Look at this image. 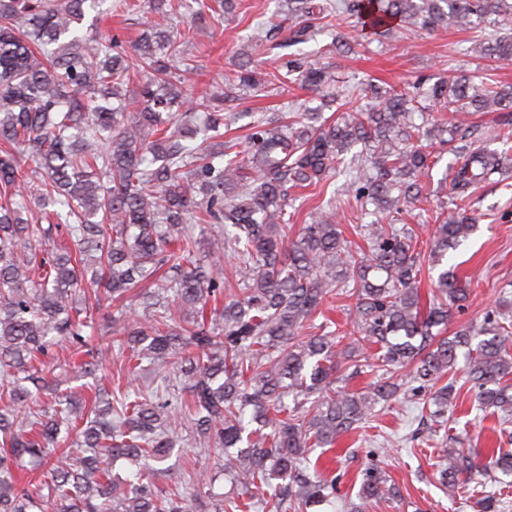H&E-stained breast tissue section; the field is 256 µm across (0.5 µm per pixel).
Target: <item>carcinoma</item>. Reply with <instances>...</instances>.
I'll return each mask as SVG.
<instances>
[{"instance_id": "1", "label": "carcinoma", "mask_w": 512, "mask_h": 512, "mask_svg": "<svg viewBox=\"0 0 512 512\" xmlns=\"http://www.w3.org/2000/svg\"><path fill=\"white\" fill-rule=\"evenodd\" d=\"M234 2L113 0L110 10L201 18L226 16ZM284 2L294 22L288 39L271 22L256 29L254 47L285 51L278 82L314 93L319 105L253 122L245 149L235 151L221 138L241 118L238 101L263 81L248 57L204 106L178 89V45L203 44L207 28L190 19L145 36L128 54L114 38L83 30L103 0H0V512H194L198 499L212 512L320 506L336 500V479L320 478L310 453L334 447L400 392L428 395L423 405L436 407L429 434H437L456 380L437 383L460 359L479 409L512 412V320L492 309L480 325L448 333L468 289L451 266L422 307L421 252L395 225L420 200V177L431 167L420 138L453 145L448 187L457 200L512 166V85L453 72L397 91L368 79L355 99H343L333 74L301 49L326 13L368 27L379 43L492 17L498 31L471 52L512 58V0ZM140 68L150 76L132 94L130 74ZM363 97L375 105L362 108ZM422 100L452 112L455 123L433 116L422 129ZM202 106L216 139L206 149L191 145ZM477 112L502 113V150L455 144ZM32 176L39 184L31 200L19 186ZM330 177L338 178L335 198L374 217L360 226L365 244L356 250L332 200L310 223L290 224L299 190ZM33 200L40 224L22 217ZM382 211L396 214L392 223L375 219ZM205 224L224 227L211 247L234 260L241 285V298L211 310L224 294V270L196 258ZM474 230L464 207L435 225L433 262L450 260ZM336 290L349 300L346 330L314 324ZM105 303L120 308L109 325L113 348L103 354L91 342ZM58 345L86 378L116 355L131 375L148 362L154 384L117 394L88 383L59 389L45 361ZM350 367L382 377L365 392L330 381ZM185 427L199 447L181 446ZM176 450L187 479L161 491L155 477ZM493 472L512 476V450H451L441 484L455 494ZM219 473L240 485L237 496L215 491ZM511 487L497 481L478 498L482 512H497ZM397 496L382 469L370 467L350 512Z\"/></svg>"}]
</instances>
